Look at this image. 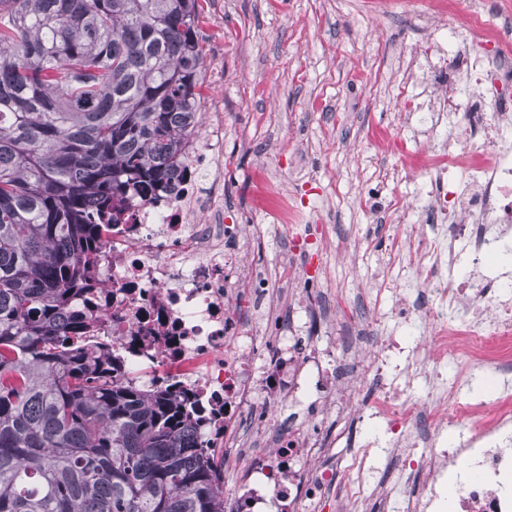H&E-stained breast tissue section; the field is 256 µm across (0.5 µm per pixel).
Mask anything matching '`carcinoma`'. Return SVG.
I'll return each instance as SVG.
<instances>
[{
  "mask_svg": "<svg viewBox=\"0 0 512 512\" xmlns=\"http://www.w3.org/2000/svg\"><path fill=\"white\" fill-rule=\"evenodd\" d=\"M210 0H0V512H226L197 416L68 318L204 99Z\"/></svg>",
  "mask_w": 512,
  "mask_h": 512,
  "instance_id": "cac0c4a2",
  "label": "carcinoma"
}]
</instances>
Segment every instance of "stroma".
Wrapping results in <instances>:
<instances>
[{"instance_id": "1", "label": "stroma", "mask_w": 512, "mask_h": 512, "mask_svg": "<svg viewBox=\"0 0 512 512\" xmlns=\"http://www.w3.org/2000/svg\"><path fill=\"white\" fill-rule=\"evenodd\" d=\"M416 0H211L203 27L206 96L224 100V221L266 223L254 201L288 197L279 233L246 243L278 318L326 288L368 291L388 312L433 213H403L415 191L406 155L436 141L397 101L429 61ZM325 266V278L309 273Z\"/></svg>"}]
</instances>
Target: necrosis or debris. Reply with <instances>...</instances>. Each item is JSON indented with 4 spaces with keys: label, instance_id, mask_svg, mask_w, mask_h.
<instances>
[{
    "label": "necrosis or debris",
    "instance_id": "1",
    "mask_svg": "<svg viewBox=\"0 0 512 512\" xmlns=\"http://www.w3.org/2000/svg\"><path fill=\"white\" fill-rule=\"evenodd\" d=\"M455 11L453 0H422L418 17ZM456 13L448 30H433L435 57L426 79H450L457 54L464 77L440 97L417 102L400 89L415 123H448L439 144L407 161L413 180L435 174L421 195L440 215L429 225L412 272L415 297L394 321L421 336L407 349L383 335L367 293L354 303L359 320L340 324L333 368L303 336L297 307L281 327L269 363L259 338L241 328L235 281L247 255L224 254V240L246 228L215 223L224 211V104L207 114L182 151L183 166L157 197L126 201L73 313L93 317L87 329L100 348L124 355V370L150 391L170 381L202 409L196 440L223 460L240 443L238 419L274 399L304 409V420L255 458L237 495L244 512H512V40L477 5ZM497 271L486 295L481 272ZM371 418L388 438L381 467L372 440L349 441L338 461L339 436H322L318 420Z\"/></svg>",
    "mask_w": 512,
    "mask_h": 512
}]
</instances>
